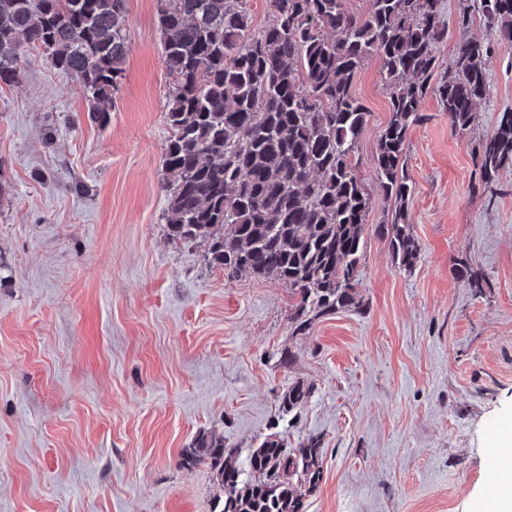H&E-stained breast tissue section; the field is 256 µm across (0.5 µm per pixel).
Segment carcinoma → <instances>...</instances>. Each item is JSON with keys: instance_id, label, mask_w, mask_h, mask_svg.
Instances as JSON below:
<instances>
[{"instance_id": "1", "label": "carcinoma", "mask_w": 512, "mask_h": 512, "mask_svg": "<svg viewBox=\"0 0 512 512\" xmlns=\"http://www.w3.org/2000/svg\"><path fill=\"white\" fill-rule=\"evenodd\" d=\"M157 2L170 78V238H204L211 264L288 285L297 331L307 330L313 313L356 306L370 196L352 156L369 112L351 87L361 64L377 56L391 96L374 172L394 211L376 232L399 268H414L421 250L406 208L407 131L422 121L419 106L430 89L450 126L468 127L488 91L493 48L461 42L448 76L434 85L435 49L447 36L441 0H372L363 18L345 11L343 0H265L270 20L259 28L251 0ZM475 12L512 43V0H470L460 28ZM127 24V0H0V84L18 83L26 53L37 50L82 85L88 119L104 127L124 72ZM476 163L486 181L512 167V108L499 113ZM309 397L310 388L297 384L280 407L290 413ZM225 453L224 437L203 433L182 455L185 465L208 460L217 468L220 512H305V493L323 478L316 436L294 453L268 435L250 457L259 478L246 484Z\"/></svg>"}]
</instances>
